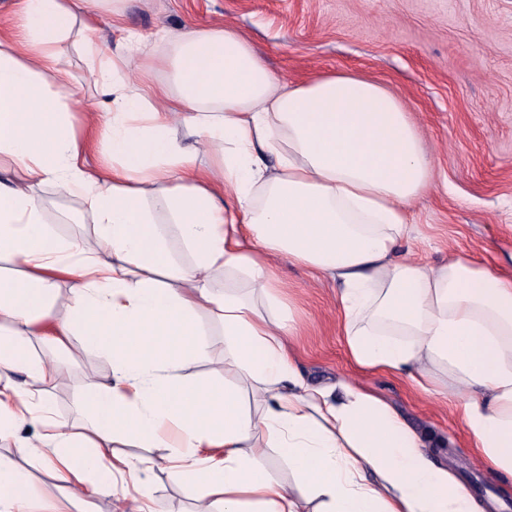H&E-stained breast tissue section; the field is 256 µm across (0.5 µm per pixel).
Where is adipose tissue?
Listing matches in <instances>:
<instances>
[{"label": "adipose tissue", "mask_w": 512, "mask_h": 512, "mask_svg": "<svg viewBox=\"0 0 512 512\" xmlns=\"http://www.w3.org/2000/svg\"><path fill=\"white\" fill-rule=\"evenodd\" d=\"M105 3L13 0L0 26V255L20 271L0 276V437L86 503L138 480L139 462L114 450L125 439L163 449L201 512H483L433 460L435 434L356 381L311 382L286 346L299 325L282 312L281 257L335 283L357 367L455 398L482 464L512 478V277L461 253L397 258L432 182L409 113L356 74L283 85L232 27L165 33L141 68L168 81L139 84V37L107 54L89 22ZM76 47L109 108L100 127L72 108ZM45 186L81 200L93 240L52 232ZM206 318L224 329L218 387L191 376L212 353ZM36 336L111 358L109 379L82 386L89 433L56 419L60 366ZM269 448L296 489L268 474ZM0 512H37L28 473L3 455Z\"/></svg>", "instance_id": "obj_1"}]
</instances>
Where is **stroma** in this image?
Segmentation results:
<instances>
[{
  "mask_svg": "<svg viewBox=\"0 0 512 512\" xmlns=\"http://www.w3.org/2000/svg\"><path fill=\"white\" fill-rule=\"evenodd\" d=\"M98 25L105 45L121 28L153 47L159 30L229 26L250 40L268 70L296 85L326 71L381 83L410 112L433 168L431 187L409 206L415 224L402 256L439 264L465 252L512 277V0H112ZM46 220L61 238H91L74 198L40 191ZM276 275L305 329L294 342L301 369L317 382L358 381L407 423L448 445L433 451L456 480L479 476L512 497V480L489 472L454 403L415 391L400 375L363 372L339 334L331 282L288 259ZM50 397L58 420L78 425L86 376L109 377V358L71 343ZM157 512H197L196 492L168 470L146 473Z\"/></svg>",
  "mask_w": 512,
  "mask_h": 512,
  "instance_id": "obj_1",
  "label": "stroma"
}]
</instances>
